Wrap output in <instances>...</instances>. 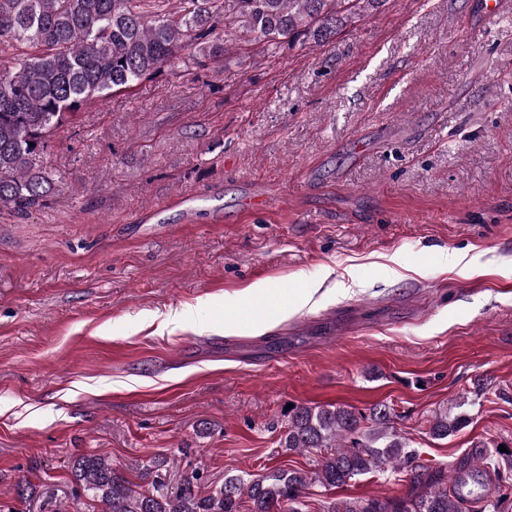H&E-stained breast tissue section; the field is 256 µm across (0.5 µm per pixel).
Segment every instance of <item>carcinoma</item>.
Returning <instances> with one entry per match:
<instances>
[{
    "label": "carcinoma",
    "mask_w": 512,
    "mask_h": 512,
    "mask_svg": "<svg viewBox=\"0 0 512 512\" xmlns=\"http://www.w3.org/2000/svg\"><path fill=\"white\" fill-rule=\"evenodd\" d=\"M147 0H0V51L29 47L0 65V209L27 213L57 187L42 164L50 138L85 105L163 72L187 57L222 58L229 29L255 41L328 46L353 17L385 0H178L174 13H149ZM479 378L467 405L488 394ZM429 435L446 439L468 423L467 412H433ZM284 447L316 457L313 470L276 468L255 478L227 475L201 486L193 471L170 492L158 480L144 487L87 453L69 467L100 512H302L312 487L341 488L358 476L410 473L402 497L326 500L323 512H512V448L480 442L478 458L453 475L416 463L411 441L395 425L393 408L295 405L288 410ZM470 482L481 487L463 493Z\"/></svg>",
    "instance_id": "obj_1"
}]
</instances>
